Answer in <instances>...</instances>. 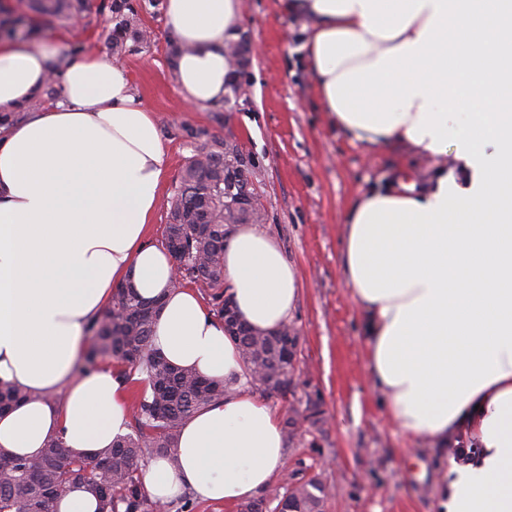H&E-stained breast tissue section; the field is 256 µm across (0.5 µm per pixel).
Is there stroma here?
Instances as JSON below:
<instances>
[{"mask_svg": "<svg viewBox=\"0 0 512 512\" xmlns=\"http://www.w3.org/2000/svg\"><path fill=\"white\" fill-rule=\"evenodd\" d=\"M242 28L261 48L248 72V99L228 105L225 125L211 105L187 108L171 77L167 19L146 18L149 46L121 60L138 97L156 120L168 160L164 194L180 179L190 143L182 126H207L237 137L262 165L256 190L263 229L300 279L290 323L298 332L297 368L287 393L266 394L279 419H294L286 466L272 481L305 474L326 489L323 512H440L448 454L407 435L385 411L367 375L368 348L358 307L345 283L346 212L391 172L426 183L433 162L402 146L366 148L336 131L323 112L302 45L304 21L280 0H244ZM318 423H311V406Z\"/></svg>", "mask_w": 512, "mask_h": 512, "instance_id": "35a3bbf8", "label": "stroma"}]
</instances>
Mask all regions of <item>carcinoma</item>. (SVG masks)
I'll return each mask as SVG.
<instances>
[{
    "mask_svg": "<svg viewBox=\"0 0 512 512\" xmlns=\"http://www.w3.org/2000/svg\"><path fill=\"white\" fill-rule=\"evenodd\" d=\"M34 10L48 23L70 27L90 24V0H34ZM163 0H102L99 15L112 24L110 50L116 57L135 53L150 43L151 31L144 16L162 14ZM37 23L0 8V40L31 37ZM58 95L55 77H50L42 94L24 105L0 111V127L26 119L31 112ZM183 137L196 144L187 159L180 180L168 198L164 237L177 236L191 259L182 280L207 286L212 311L224 316V227L229 224H262L263 208L243 211L236 217L224 199L242 190L224 183V138L206 127L185 126ZM156 315L147 313L146 300L132 290L118 288L104 313L87 328V349L81 371L90 373L103 362L124 366L123 378L134 388L138 373L146 375L150 393L136 391V431L121 436L112 446L93 458L68 453L59 441L48 443L35 458L0 451V512H57V504L74 485L95 496L97 512H148L142 481L141 458L146 453L166 455L172 464L176 438L183 422L196 411L224 397V383L192 370L176 367L152 348ZM241 359L250 376L265 390L277 391L290 363L285 352L295 348V329L286 324L274 331L250 329L247 336H235ZM38 394L24 391L0 380V412ZM325 493L312 480L283 491L274 498L286 500L294 512H321Z\"/></svg>",
    "mask_w": 512,
    "mask_h": 512,
    "instance_id": "1",
    "label": "carcinoma"
}]
</instances>
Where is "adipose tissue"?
<instances>
[{"label":"adipose tissue","mask_w":512,"mask_h":512,"mask_svg":"<svg viewBox=\"0 0 512 512\" xmlns=\"http://www.w3.org/2000/svg\"><path fill=\"white\" fill-rule=\"evenodd\" d=\"M304 17V48L331 124L370 148L437 158L428 185L393 176L351 206L346 284L365 322L368 375L409 435L477 452L449 459L445 512H512V0H281ZM185 102L220 99L237 60L243 0H168ZM65 43H0V110L60 102L0 128V379L40 397L0 415V449L36 456L60 440L97 455L127 431L118 373L74 374L84 330L133 279L163 301L153 346L224 382L223 399L182 425L178 465L153 458L143 479L164 504L255 498L285 463L282 426L244 389L248 370L223 321L149 241L167 176L151 112L120 64ZM65 67H58L59 59ZM452 156V165L442 157ZM224 282L239 316L287 323L299 282L276 241L238 224ZM55 84H56L55 77L51 76L50 79L48 80L42 94L30 99L24 105L14 109V110H11L8 112H4L1 110L0 111V127H7L14 123H18V122L25 120L27 115L29 114V112H35L39 108H41L44 104H46L47 102L53 101L58 95V90H59V95L61 97L60 89L57 86L58 87V90H57Z\"/></svg>","instance_id":"ef3b65f1"}]
</instances>
